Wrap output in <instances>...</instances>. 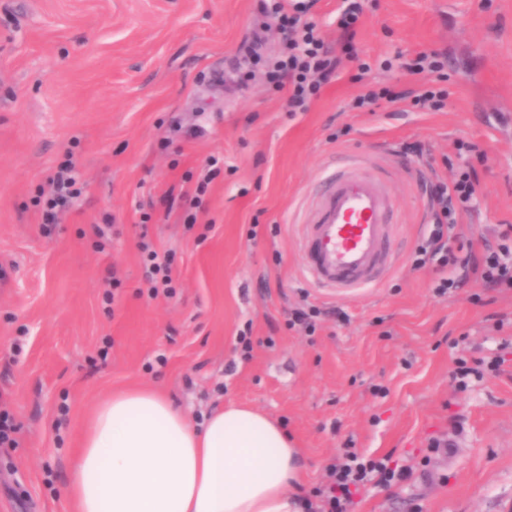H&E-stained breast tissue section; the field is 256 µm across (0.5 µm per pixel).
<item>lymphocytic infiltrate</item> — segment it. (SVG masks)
Here are the masks:
<instances>
[{"label":"lymphocytic infiltrate","mask_w":512,"mask_h":512,"mask_svg":"<svg viewBox=\"0 0 512 512\" xmlns=\"http://www.w3.org/2000/svg\"><path fill=\"white\" fill-rule=\"evenodd\" d=\"M307 0H260L263 15L280 20L284 55L271 65L275 89L283 95L289 112L308 111L323 85L340 73L341 56L326 44L316 24L307 20ZM473 168L458 170L452 180L426 184L429 224L414 253L413 269L439 270L433 291L443 296L470 282L486 288L512 290V226L498 235L496 245L457 255L451 247L458 240V225L470 213L480 193ZM325 481L311 496L299 500L304 512H351L356 496L368 483L390 484L397 476L387 460L360 461L353 452L329 463Z\"/></svg>","instance_id":"obj_1"}]
</instances>
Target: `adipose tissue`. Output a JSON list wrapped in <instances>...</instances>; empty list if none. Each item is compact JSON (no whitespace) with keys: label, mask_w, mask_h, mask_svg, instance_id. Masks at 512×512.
I'll return each instance as SVG.
<instances>
[{"label":"adipose tissue","mask_w":512,"mask_h":512,"mask_svg":"<svg viewBox=\"0 0 512 512\" xmlns=\"http://www.w3.org/2000/svg\"><path fill=\"white\" fill-rule=\"evenodd\" d=\"M301 472L282 423L230 402L195 424L132 387L86 420L65 495L72 512H298Z\"/></svg>","instance_id":"1"}]
</instances>
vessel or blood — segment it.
<instances>
[{
    "label": "vessel or blood",
    "instance_id": "1",
    "mask_svg": "<svg viewBox=\"0 0 512 512\" xmlns=\"http://www.w3.org/2000/svg\"><path fill=\"white\" fill-rule=\"evenodd\" d=\"M300 239L306 272L321 288L379 285L395 262V202L388 184L347 161L326 172Z\"/></svg>",
    "mask_w": 512,
    "mask_h": 512
}]
</instances>
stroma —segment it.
Here are the masks:
<instances>
[{
    "label": "stroma",
    "mask_w": 512,
    "mask_h": 512,
    "mask_svg": "<svg viewBox=\"0 0 512 512\" xmlns=\"http://www.w3.org/2000/svg\"><path fill=\"white\" fill-rule=\"evenodd\" d=\"M257 5L0 0V418L14 427L0 512H68L88 410L132 385L194 421L229 400L281 421L304 457L295 495L350 448L406 471L367 485L353 512H512V291L438 296L436 271L411 267L424 179L476 168L462 244L512 225V0H368L356 50L401 100L351 110L363 84L347 60L293 115L265 74L277 29L248 86L233 81ZM424 51L444 61L438 112L406 97L432 80L405 68ZM461 139L476 152L458 153ZM350 155L390 182L399 260L380 286L334 295L307 281L298 241L327 165ZM210 157L221 172L190 224L180 195ZM68 159L82 192L43 224L34 198ZM107 214L100 246L91 226ZM143 238L172 254L174 296L149 298ZM305 303L323 312L315 332L287 330ZM461 360L474 369L462 382Z\"/></svg>",
    "instance_id": "stroma-1"
}]
</instances>
